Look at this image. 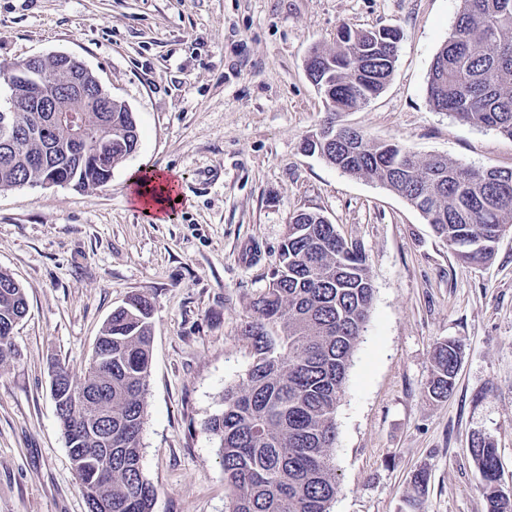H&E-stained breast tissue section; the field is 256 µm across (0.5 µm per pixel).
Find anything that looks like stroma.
I'll return each instance as SVG.
<instances>
[{"mask_svg": "<svg viewBox=\"0 0 512 512\" xmlns=\"http://www.w3.org/2000/svg\"><path fill=\"white\" fill-rule=\"evenodd\" d=\"M460 0H0V61H83L131 109L137 151L93 190L0 191V269L26 291L18 356L0 367V512H87L51 396V366L82 377L99 331L133 294L153 303L141 432L153 512H229L208 420L252 363L240 334L279 265L291 216L317 212L367 257L375 288L337 403L331 512H487L469 452L491 438L512 495V234L465 266L403 198L304 152L328 119L420 158L512 170V140L435 111L427 85ZM398 28L391 80L329 115L307 76L342 26ZM218 181L206 182L209 171ZM173 179L165 222L131 200L134 174ZM462 360L429 399L437 342ZM428 470L423 494L414 472Z\"/></svg>", "mask_w": 512, "mask_h": 512, "instance_id": "obj_1", "label": "stroma"}]
</instances>
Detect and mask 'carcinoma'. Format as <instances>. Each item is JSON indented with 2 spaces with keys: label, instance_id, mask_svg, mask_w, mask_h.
I'll return each instance as SVG.
<instances>
[{
  "label": "carcinoma",
  "instance_id": "carcinoma-1",
  "mask_svg": "<svg viewBox=\"0 0 512 512\" xmlns=\"http://www.w3.org/2000/svg\"><path fill=\"white\" fill-rule=\"evenodd\" d=\"M401 33L382 27L340 28L336 46H317L307 72L330 112H351L390 80ZM431 106L512 139V0H461L454 28L434 57ZM0 191L51 178L80 190L106 184L112 166L136 152L139 132L121 101L110 112L82 113L86 136L72 135L66 112L0 108ZM362 149L342 161L344 173L374 180L424 214L433 231L468 265L491 261L502 224H512V170H472L441 156L419 159L398 142L359 134ZM304 151L336 165V147L308 139ZM374 288L366 256L324 215L290 218L280 263L253 301L256 316L242 335L253 361L222 410L207 422L218 437L231 512H330L337 482L328 452L336 440V403L364 331ZM153 305L134 294L104 323L82 380L56 367L82 400L58 416L83 495L96 487L112 512H152L155 487L141 468V433L151 369ZM23 286L0 270V366L17 355L10 332L26 316ZM426 386L440 400L453 390L461 348L439 342ZM112 413V476L98 479L104 456L71 442L69 432L95 412ZM487 512H512L498 488L501 460L494 443H473Z\"/></svg>",
  "mask_w": 512,
  "mask_h": 512
}]
</instances>
